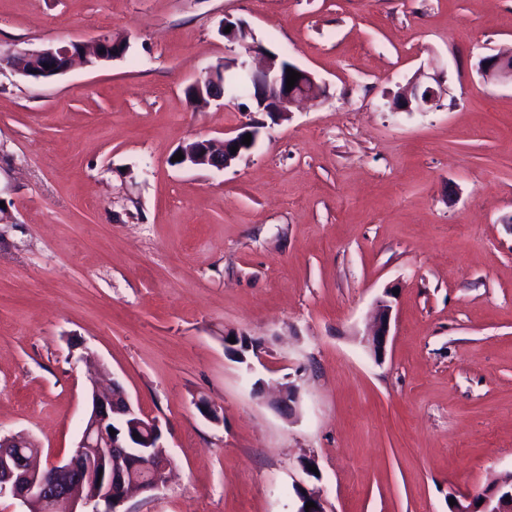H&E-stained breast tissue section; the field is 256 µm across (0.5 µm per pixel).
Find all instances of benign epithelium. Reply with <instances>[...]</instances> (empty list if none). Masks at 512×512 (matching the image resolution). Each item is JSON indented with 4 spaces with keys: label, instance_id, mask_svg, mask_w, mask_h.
I'll return each mask as SVG.
<instances>
[{
    "label": "benign epithelium",
    "instance_id": "7a95c632",
    "mask_svg": "<svg viewBox=\"0 0 512 512\" xmlns=\"http://www.w3.org/2000/svg\"><path fill=\"white\" fill-rule=\"evenodd\" d=\"M232 26L224 40L242 48L231 60L208 68L191 84L195 101L220 108L230 103L228 89L242 79L247 84L245 97L255 112L284 113L286 105L321 97L322 86L312 73L271 52L258 40L251 39L253 32L248 24L229 18L223 26ZM128 48L125 39L103 36L87 43L72 40L61 46H47L28 50L20 55L0 53V66L5 64L14 72L36 80L50 79L65 74L76 61L94 65L100 61L123 56ZM291 68L301 74L292 89H287L286 79ZM480 75L486 83L512 84V49H504L482 60ZM438 92L430 85L414 83L391 103L393 112L422 111L436 103ZM264 123L254 120L234 130V134L217 142L197 139L183 148V164L204 165L217 169L230 167L240 158L244 149V135H251L256 144ZM238 147L233 152L231 148ZM392 305L379 299L371 314L366 344L375 360L384 358L391 337ZM298 389L288 383L281 387L273 401L275 409L291 418L296 414ZM115 434H110L109 430ZM29 439L0 436V498L10 496L30 508L43 506L48 512H57L63 505L67 512H79L77 507L104 503V512H120L128 493L135 489L154 492L159 489L164 473L172 465L167 456L157 459L151 449L163 447L158 423L136 410L123 387L116 381L103 391L93 388L91 408L80 439L70 459L45 468L35 463L38 453L23 455L19 449L28 446ZM146 473L148 477L127 485L126 472ZM85 484L95 486L93 495L85 497L80 489ZM302 495L296 512H326L325 501L316 490L301 488ZM512 478L500 475L473 496L456 500L452 512H512ZM312 501L315 506L306 508Z\"/></svg>",
    "mask_w": 512,
    "mask_h": 512
}]
</instances>
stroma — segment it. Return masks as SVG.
<instances>
[{
  "label": "stroma",
  "mask_w": 512,
  "mask_h": 512,
  "mask_svg": "<svg viewBox=\"0 0 512 512\" xmlns=\"http://www.w3.org/2000/svg\"><path fill=\"white\" fill-rule=\"evenodd\" d=\"M227 17L324 95L193 106L237 53ZM103 35L126 54L0 70V435L66 461L91 377L118 381L175 462L124 512H296L299 486L328 512H450L512 471V86L477 72L512 48V0H0L2 51ZM436 73V106L390 110ZM255 117L232 166L174 162ZM287 381L294 421L270 404ZM392 305L387 299H378L369 321L366 344L376 361L384 358L390 340Z\"/></svg>",
  "instance_id": "obj_1"
}]
</instances>
